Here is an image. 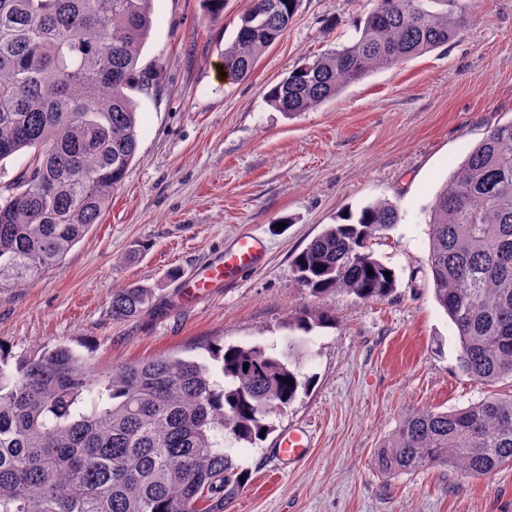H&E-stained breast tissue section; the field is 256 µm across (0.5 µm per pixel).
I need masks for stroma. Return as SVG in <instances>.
Here are the masks:
<instances>
[{
	"label": "stroma",
	"mask_w": 512,
	"mask_h": 512,
	"mask_svg": "<svg viewBox=\"0 0 512 512\" xmlns=\"http://www.w3.org/2000/svg\"><path fill=\"white\" fill-rule=\"evenodd\" d=\"M247 6L226 0L213 19L202 0H155L139 62L162 60V84L135 97L132 172L60 265L0 288V342L24 354L62 341L99 365L205 361L222 344L289 353L312 384L273 415L264 441L238 450L249 480L228 512H512V466L470 478L448 468L388 476L372 463L404 413L449 412L488 394L459 371L454 328L433 299L428 211L467 152L512 119V0H462L467 22L448 46L370 73L292 119L267 91L352 41L373 0H300L251 76L218 80ZM378 200L399 213L371 244L395 272L394 293L310 298L293 256ZM247 231L265 240L261 263L185 301L183 278ZM133 283L154 288L155 309L113 319V289ZM314 307L334 324L289 349L288 320ZM299 426L311 436L308 458L279 465L277 437Z\"/></svg>",
	"instance_id": "stroma-1"
}]
</instances>
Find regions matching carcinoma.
Masks as SVG:
<instances>
[{
    "label": "carcinoma",
    "instance_id": "obj_1",
    "mask_svg": "<svg viewBox=\"0 0 512 512\" xmlns=\"http://www.w3.org/2000/svg\"><path fill=\"white\" fill-rule=\"evenodd\" d=\"M300 0H249L224 70L244 79L282 37ZM154 0H0V288L58 266L100 222L138 150L135 93L163 64L138 65ZM460 0H374L357 36L291 71L266 94L291 118L377 69L452 41ZM28 155L14 175L3 165ZM398 221L386 200L329 224L292 260L319 298L390 296L395 274L372 240ZM433 297L455 329L458 367L494 386L512 377V119L468 152L429 212ZM373 274H368V270ZM390 276H385L384 272ZM154 289L112 291L114 319L153 307ZM333 321L309 310L310 334ZM205 362L158 356L96 369L65 343L16 355L0 342V512H226L248 472L234 450L311 385L259 346H214ZM512 465V395L454 412L411 410L377 448L396 474L448 467L483 477Z\"/></svg>",
    "mask_w": 512,
    "mask_h": 512
}]
</instances>
